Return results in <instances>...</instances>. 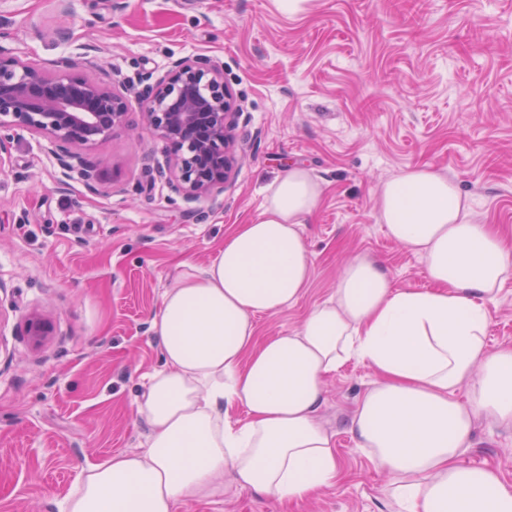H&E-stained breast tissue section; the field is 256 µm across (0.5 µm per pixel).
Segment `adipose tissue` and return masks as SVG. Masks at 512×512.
Here are the masks:
<instances>
[{
    "mask_svg": "<svg viewBox=\"0 0 512 512\" xmlns=\"http://www.w3.org/2000/svg\"><path fill=\"white\" fill-rule=\"evenodd\" d=\"M322 196L289 168L211 261H183L150 321L164 366L136 401L148 447L90 467L60 512H175L229 487L299 500L332 485L334 435L318 414L325 380L352 358L380 380L349 429L389 474L400 512H512V484L460 461L476 420L512 427V347L489 349L486 336L512 249L473 220L454 180L404 170L378 189V218L424 259L432 288L393 287L381 261L361 256L296 331L259 339L255 316L288 309L310 282L303 228ZM237 406L247 421H229Z\"/></svg>",
    "mask_w": 512,
    "mask_h": 512,
    "instance_id": "1",
    "label": "adipose tissue"
}]
</instances>
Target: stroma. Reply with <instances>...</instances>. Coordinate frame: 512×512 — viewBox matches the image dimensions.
<instances>
[{
    "mask_svg": "<svg viewBox=\"0 0 512 512\" xmlns=\"http://www.w3.org/2000/svg\"><path fill=\"white\" fill-rule=\"evenodd\" d=\"M0 45L44 68L93 45L90 78L134 84L206 55L241 108L231 182L195 205L164 181L146 188L166 148L136 103L86 152L93 191L43 137L0 146V512H59L82 469L146 449L135 399L164 364L149 322L165 289L260 214L289 164L324 190L303 230L313 275L293 306L256 317L261 337L294 332L358 256L381 260L394 287H429L423 259L378 220L375 190L403 170L447 174L480 223L512 233V0H308L295 15L272 0H0ZM32 313L53 326L38 345ZM487 317L490 346H512V273ZM377 379L353 358L326 382L333 485L293 501L229 488L177 512H395L348 431ZM461 460L512 483V428L476 421Z\"/></svg>",
    "mask_w": 512,
    "mask_h": 512,
    "instance_id": "1",
    "label": "stroma"
}]
</instances>
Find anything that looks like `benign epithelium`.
I'll list each match as a JSON object with an SVG mask.
<instances>
[{
  "mask_svg": "<svg viewBox=\"0 0 512 512\" xmlns=\"http://www.w3.org/2000/svg\"><path fill=\"white\" fill-rule=\"evenodd\" d=\"M93 65L92 58H62L47 71L0 46V142L16 130L43 137L60 165L92 190L96 173L83 151L124 121L133 90L168 152L152 168L155 176L187 202L224 191L236 161L239 109L224 86L222 64L205 55L178 59L137 91L127 82L121 91L114 79L89 78L84 67ZM27 332L39 344L50 335V322L30 318Z\"/></svg>",
  "mask_w": 512,
  "mask_h": 512,
  "instance_id": "1",
  "label": "benign epithelium"
}]
</instances>
